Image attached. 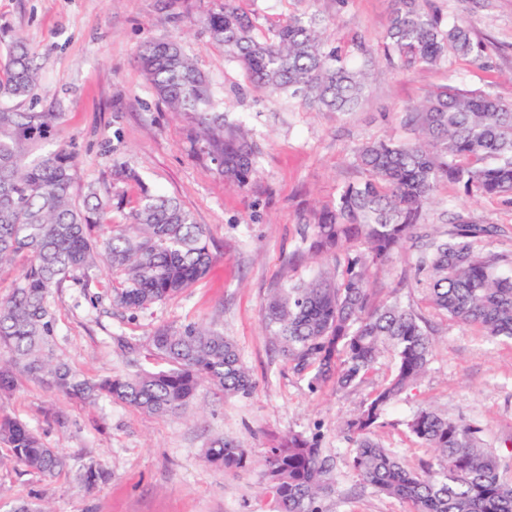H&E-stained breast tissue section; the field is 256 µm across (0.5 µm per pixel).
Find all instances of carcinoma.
<instances>
[{"instance_id": "cac0c4a2", "label": "carcinoma", "mask_w": 512, "mask_h": 512, "mask_svg": "<svg viewBox=\"0 0 512 512\" xmlns=\"http://www.w3.org/2000/svg\"><path fill=\"white\" fill-rule=\"evenodd\" d=\"M235 2L222 0L201 24L257 86L326 111L350 112L358 105L365 69L321 40L316 16L295 14L272 40L259 41ZM384 41L389 60L404 70L436 67L475 48L469 24H443L427 0H394ZM139 60L158 98L192 119L224 180L247 185L257 173L256 146L224 121L209 82L182 46L151 39ZM40 80L36 52L16 38L0 62V272L20 267L11 294L0 299V393L26 374L66 396L120 401L156 416L185 411L204 383L226 397L250 396L255 382L236 344L201 325L154 331L150 345L167 363L164 369L87 379L53 356L57 324L49 298L68 281L89 291L100 254L122 275L112 304L130 311L190 288L208 273L213 255L205 228L176 198L148 191L126 223L104 239L94 236L97 225L112 223V203L91 186L82 202L73 201L75 151L61 147L29 159L61 119L58 112L20 110ZM402 120L413 139L358 147L355 162L365 179L314 211L311 232L302 236L301 252L313 256H335L357 241L365 249L347 257L340 270L279 289L268 298L263 320L294 369L311 371L313 386L331 381L348 389L367 378L382 352L395 354L394 373L345 425L350 464L364 484L407 501L413 512H512V481L502 478L500 458L481 446L474 426L430 407L418 409L408 429L435 451L421 471L407 469L375 439L387 407L426 373L432 340L421 318L397 300L371 304L372 270L414 237L442 181L512 202L511 102L448 84L407 107ZM496 233L492 224L454 216L448 236L429 243L420 273L437 310L489 338L512 339V274L499 272L500 257L477 250ZM0 443L18 464L46 479L66 467L65 457L35 429L3 411ZM205 458L212 466L238 469L249 462V449L216 439ZM325 473L316 440L293 432L280 438L262 467L273 512H324Z\"/></svg>"}]
</instances>
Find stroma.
<instances>
[{
  "label": "stroma",
  "instance_id": "stroma-1",
  "mask_svg": "<svg viewBox=\"0 0 512 512\" xmlns=\"http://www.w3.org/2000/svg\"><path fill=\"white\" fill-rule=\"evenodd\" d=\"M219 0H0V58L13 38L38 55L42 78L39 112L62 118L40 148L49 153L74 145L78 153L71 196L82 201L87 185L115 202L112 220L124 221V204L142 190L176 197L208 232L214 261L192 288L144 311L113 306L119 274L107 263L95 271L97 303L69 283L51 299L58 336L55 352L73 371L98 379L160 369L164 362L149 338L162 326L196 324L231 338L255 382L252 395L227 397L204 386L177 417L145 414L118 401L69 398L37 379L19 376L0 409L37 429L45 444L67 459L53 479L26 471L0 444V512L42 498L54 512H271L261 464L267 448L291 432L317 437L332 486L327 512H410L408 503L364 486L347 464L351 448L342 428L368 395L395 370L392 352L381 354L360 386L338 391L313 388L309 373L294 371L278 352L263 321L276 290L306 281L319 270L343 265L336 258L300 256L311 211L363 179L353 159L358 146L407 139L402 111L438 86L489 90L512 101V0H429L448 21L468 20L478 54L449 57L434 68L403 70L382 48L392 0H307L323 21V38L359 60L357 43L371 48L375 63L365 98L353 113L295 107L254 86L224 47L212 42L199 18ZM259 38L297 8L296 0H239ZM165 37L179 42L210 81L228 122L244 127L261 149L258 173L247 187L224 181L192 137L186 116L171 112L145 79L141 45ZM460 214L500 232L484 251L503 256L512 272V204L494 196L472 197L440 183L418 237L408 240L372 276V302L398 300L433 332L434 347L423 377L384 413L379 442L410 469L433 460L406 423L420 408L434 407L475 423L487 446L512 466V341H491L434 309L417 282L426 237L448 232ZM250 450L236 470L209 465L204 451L217 438ZM103 474L86 491L88 467Z\"/></svg>",
  "mask_w": 512,
  "mask_h": 512
}]
</instances>
